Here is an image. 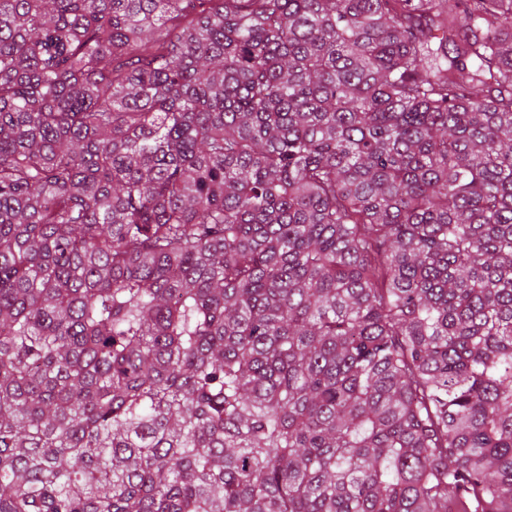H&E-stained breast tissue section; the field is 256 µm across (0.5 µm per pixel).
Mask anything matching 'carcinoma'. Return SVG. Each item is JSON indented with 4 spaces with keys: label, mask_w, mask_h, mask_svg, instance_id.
Here are the masks:
<instances>
[{
    "label": "carcinoma",
    "mask_w": 512,
    "mask_h": 512,
    "mask_svg": "<svg viewBox=\"0 0 512 512\" xmlns=\"http://www.w3.org/2000/svg\"><path fill=\"white\" fill-rule=\"evenodd\" d=\"M0 512H512V0H0Z\"/></svg>",
    "instance_id": "cac0c4a2"
}]
</instances>
